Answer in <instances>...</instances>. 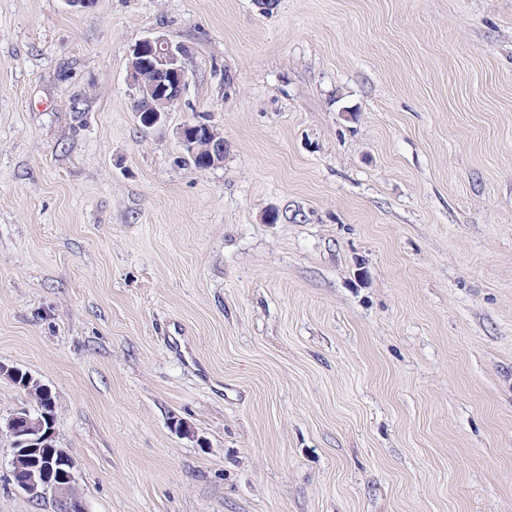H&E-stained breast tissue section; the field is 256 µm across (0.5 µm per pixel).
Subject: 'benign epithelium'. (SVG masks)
<instances>
[{
  "mask_svg": "<svg viewBox=\"0 0 512 512\" xmlns=\"http://www.w3.org/2000/svg\"><path fill=\"white\" fill-rule=\"evenodd\" d=\"M186 46L162 36L141 39L132 49L127 70L135 90L137 112L147 124H155L181 100L188 84ZM182 149L204 156L207 167L224 160V136L210 124L187 122L178 128ZM55 405L34 410L20 408L0 417V436L11 441V473L17 487L27 493L52 494L65 512H89L74 490L73 461L62 448H44L40 443L54 438Z\"/></svg>",
  "mask_w": 512,
  "mask_h": 512,
  "instance_id": "benign-epithelium-1",
  "label": "benign epithelium"
}]
</instances>
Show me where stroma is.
I'll return each instance as SVG.
<instances>
[{"label": "stroma", "instance_id": "1", "mask_svg": "<svg viewBox=\"0 0 512 512\" xmlns=\"http://www.w3.org/2000/svg\"><path fill=\"white\" fill-rule=\"evenodd\" d=\"M0 363L90 512H512V0H0ZM188 54L186 46L163 36L145 37L133 47L127 79L146 124L159 122L181 100L188 84ZM205 131L201 138L204 146L197 138V134ZM178 138L184 152L204 155L207 163L205 168H211L219 165L224 160V137L211 124H195L193 122L184 123L178 128Z\"/></svg>", "mask_w": 512, "mask_h": 512}]
</instances>
